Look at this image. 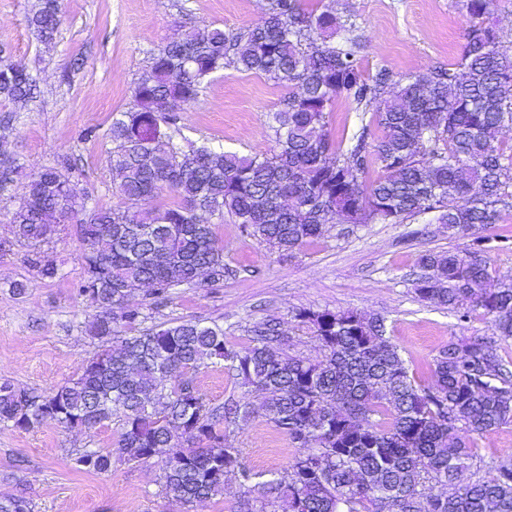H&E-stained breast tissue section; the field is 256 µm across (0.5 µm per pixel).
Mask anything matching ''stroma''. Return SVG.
Instances as JSON below:
<instances>
[{
    "label": "stroma",
    "instance_id": "obj_1",
    "mask_svg": "<svg viewBox=\"0 0 512 512\" xmlns=\"http://www.w3.org/2000/svg\"><path fill=\"white\" fill-rule=\"evenodd\" d=\"M34 0H0V46L12 61L28 67L37 81L34 101L16 109L11 127L0 131V152L16 167L0 181V383L47 393L78 378L87 361L104 349L88 328L97 308L79 296L84 275L83 244L75 225L62 226L49 242L34 247L16 240L11 213L31 172L69 162L70 178L90 205L121 206L112 191L108 131L114 116L133 105L132 88L146 69L150 50L176 26L243 27L263 15V0H60L62 23L51 43H38L27 16ZM338 17L356 29L353 50L369 74L427 73L457 62L470 23L464 0H335ZM83 65L74 70L73 58ZM285 87L266 76L227 69L198 100L179 112L183 135L242 156L267 153L275 143L269 128ZM374 121L371 109L340 100L331 117L333 140L350 147L353 132ZM499 204L498 223L448 229L433 214L400 224H331L314 241L280 256L265 243L243 235L233 219L203 215L224 251L231 276L214 285H181L160 305L146 288L134 290L145 326L196 320L223 327L229 343L245 344L254 326L272 320L290 339L289 354L310 359L322 351L311 330L300 324L302 309L354 311L383 319L386 336L417 376L430 378L434 358L448 341L465 336L495 341L512 357V338L496 335L480 313L459 320L456 312L421 301L415 291L419 258L432 251L466 252L475 237L507 239L489 253L490 284L512 280V186ZM57 265L53 279L32 266L37 252ZM23 291H16V284ZM195 381L215 404L245 392L233 372L218 364L200 366ZM121 432L113 421L96 430H67L52 420L30 431L0 423V495L21 493L33 512H239L243 488L227 474L224 492L184 509L162 487L157 461H113L105 475L85 473L75 459L87 448H109ZM229 441L246 468L264 482L279 476L297 450L264 417L229 427ZM474 456L463 478L488 475L512 455V423L470 438Z\"/></svg>",
    "mask_w": 512,
    "mask_h": 512
}]
</instances>
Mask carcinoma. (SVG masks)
<instances>
[{
	"label": "carcinoma",
	"instance_id": "1",
	"mask_svg": "<svg viewBox=\"0 0 512 512\" xmlns=\"http://www.w3.org/2000/svg\"><path fill=\"white\" fill-rule=\"evenodd\" d=\"M493 0H466L470 24L458 63L393 79L366 75L350 50L326 42L343 27L331 3L308 10L302 0H267L260 22L246 28H178L151 53L133 88V106L112 119L110 170L115 194L142 205L74 209L75 188L62 169L28 176L10 222L22 240L39 246L57 230L45 223L53 208L77 225L83 243L105 240L111 255L85 250L79 293L112 308L94 318L91 335L117 340L88 360L83 374L47 394L0 384V422L31 430L45 420L92 431L117 418L122 432L111 448H87L79 469L105 474L112 458L162 463L165 493L189 508L224 491L236 472L253 478L228 442L225 426L261 413L300 454L279 477L261 483L242 512H512V460L490 475L458 483L454 463L468 462V436L512 423L511 361L490 342L450 340L434 359L431 381L419 382L383 320L350 311L303 310L324 356L284 353L288 337L277 325L255 330L244 347L224 330L185 320L123 335L145 317L128 304L131 287L146 285L163 298L170 289L224 280V252L211 246L212 226L197 213L229 214L243 232L290 254L324 232L323 213L364 224L368 209L401 223L427 209L450 228L494 224L502 188L512 183V146L499 138L512 124V56L499 50ZM30 29L49 43L60 23L59 0H38ZM232 67L262 74L288 88L272 112L270 154L239 156L182 135L176 112L199 98L214 74ZM36 80L0 54V103L22 107ZM373 108L380 135L363 125L347 151L329 135L336 101ZM377 164L383 175L368 186L360 177ZM165 192L179 202L148 206ZM169 255L154 265L157 247ZM485 240L467 253L430 252L416 282L419 298L436 306L480 311L494 330L512 337V281L489 279ZM206 360L233 370L243 399L213 406L193 373ZM180 443L183 450L170 454ZM448 491L425 494L428 483ZM0 512H32L22 494H1Z\"/></svg>",
	"mask_w": 512,
	"mask_h": 512
}]
</instances>
